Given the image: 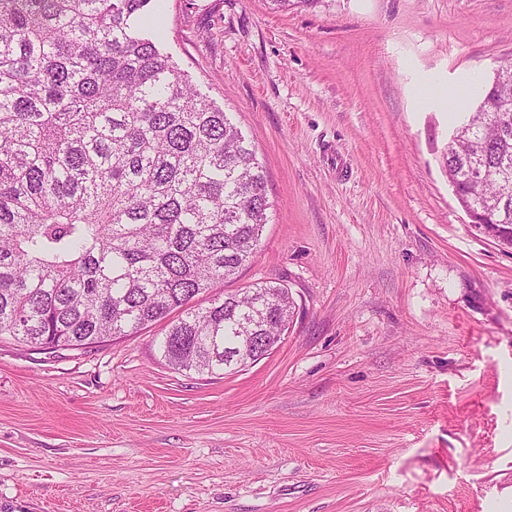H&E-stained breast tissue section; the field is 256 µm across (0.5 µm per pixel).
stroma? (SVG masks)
I'll list each match as a JSON object with an SVG mask.
<instances>
[{
	"label": "stroma",
	"instance_id": "obj_1",
	"mask_svg": "<svg viewBox=\"0 0 512 512\" xmlns=\"http://www.w3.org/2000/svg\"><path fill=\"white\" fill-rule=\"evenodd\" d=\"M163 48L249 137L268 221L232 288L292 323L230 374L161 325L78 350L0 336V512H512V246L448 183L512 62V0H162Z\"/></svg>",
	"mask_w": 512,
	"mask_h": 512
}]
</instances>
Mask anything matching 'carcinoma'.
Returning a JSON list of instances; mask_svg holds the SVG:
<instances>
[{
	"instance_id": "1",
	"label": "carcinoma",
	"mask_w": 512,
	"mask_h": 512,
	"mask_svg": "<svg viewBox=\"0 0 512 512\" xmlns=\"http://www.w3.org/2000/svg\"><path fill=\"white\" fill-rule=\"evenodd\" d=\"M154 0H0V336L79 349L170 319L178 371L225 374L289 327L290 289L213 293L267 221L255 150L140 29ZM512 72L448 142V182L512 232Z\"/></svg>"
}]
</instances>
